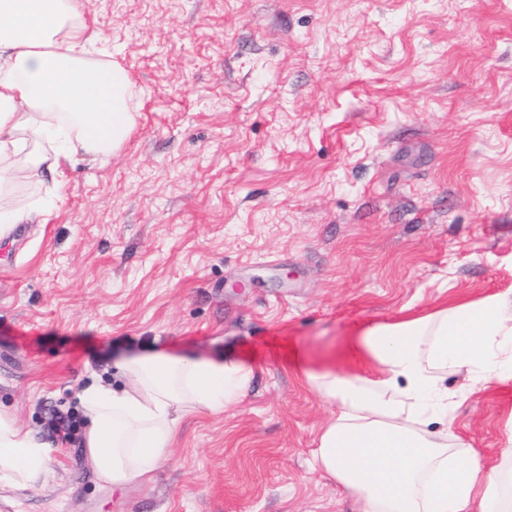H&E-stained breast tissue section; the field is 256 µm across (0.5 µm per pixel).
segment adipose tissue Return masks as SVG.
<instances>
[{"instance_id":"1","label":"adipose tissue","mask_w":512,"mask_h":512,"mask_svg":"<svg viewBox=\"0 0 512 512\" xmlns=\"http://www.w3.org/2000/svg\"><path fill=\"white\" fill-rule=\"evenodd\" d=\"M85 0H0V186L5 161L31 177L58 176L61 161L120 150L135 119L131 81L115 61L94 60ZM372 376L307 373L336 412L316 460L354 497L356 512H512V424L497 465L453 438L456 392L512 381V301L500 294L424 316L381 323L358 340ZM115 384L94 379L77 398L81 447L95 479L113 489L151 478L182 418L221 413L246 394L252 369L224 356L161 352L113 363ZM50 445L0 410V481L45 480Z\"/></svg>"}]
</instances>
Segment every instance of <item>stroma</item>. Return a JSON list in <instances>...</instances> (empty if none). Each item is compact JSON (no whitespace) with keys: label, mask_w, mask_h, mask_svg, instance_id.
Here are the masks:
<instances>
[{"label":"stroma","mask_w":512,"mask_h":512,"mask_svg":"<svg viewBox=\"0 0 512 512\" xmlns=\"http://www.w3.org/2000/svg\"><path fill=\"white\" fill-rule=\"evenodd\" d=\"M136 125L63 186L0 206V407L52 441L0 512H355L313 465L333 406L308 371L364 373L371 327L512 299V0H90ZM224 354L251 386L184 419L151 481L95 484L52 410L110 360ZM458 391L497 463L512 382ZM31 218L30 210L0 208V239L8 236L15 225L28 224Z\"/></svg>","instance_id":"35a3bbf8"}]
</instances>
